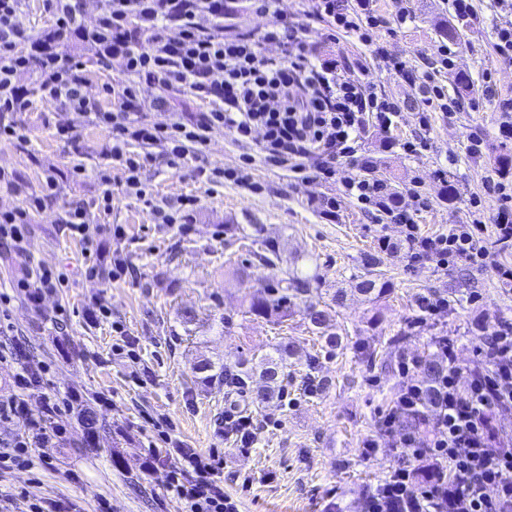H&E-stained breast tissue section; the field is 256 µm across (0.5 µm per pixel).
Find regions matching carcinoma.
Returning <instances> with one entry per match:
<instances>
[{
  "mask_svg": "<svg viewBox=\"0 0 512 512\" xmlns=\"http://www.w3.org/2000/svg\"><path fill=\"white\" fill-rule=\"evenodd\" d=\"M253 258L263 267L280 270V251L272 242L265 243L262 250L253 252ZM379 265L380 259L377 256H364L363 267L366 273L356 284L357 291L371 299L382 298L391 290V283L376 272ZM344 300V291L338 289L329 300L324 301L317 287V276L303 274L297 270H284L282 277L277 279L275 284L259 288L250 295L246 313L274 324H281L288 319L297 303L301 302L302 313L311 331L324 338L325 348L332 351L339 342L338 334L331 331L333 312L344 304ZM423 326L422 315L412 317L404 328L390 338V344H399L405 338L420 332ZM293 356V342L281 340L272 347V351L259 357H246L232 366H217L205 359L195 365L194 370L200 375L201 382L216 383L224 387V397L227 399L246 391L253 383V378L259 377L261 386L256 389L254 402L262 406L274 399L281 401L285 397L290 376L288 360ZM442 369L443 366L434 354L419 360V372L426 384L432 383Z\"/></svg>",
  "mask_w": 512,
  "mask_h": 512,
  "instance_id": "carcinoma-1",
  "label": "carcinoma"
}]
</instances>
